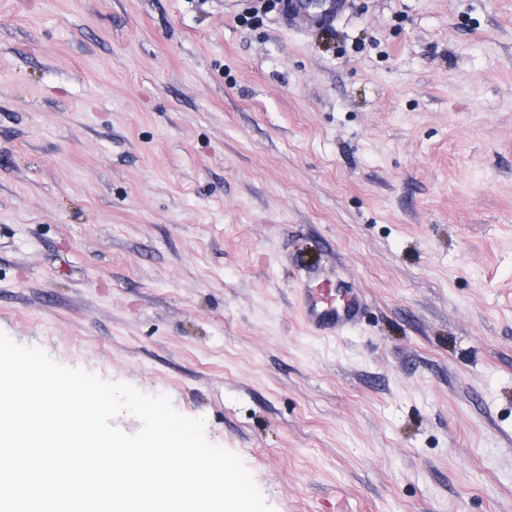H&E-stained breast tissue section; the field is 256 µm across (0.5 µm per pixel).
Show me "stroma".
Returning a JSON list of instances; mask_svg holds the SVG:
<instances>
[{
  "instance_id": "obj_1",
  "label": "stroma",
  "mask_w": 512,
  "mask_h": 512,
  "mask_svg": "<svg viewBox=\"0 0 512 512\" xmlns=\"http://www.w3.org/2000/svg\"><path fill=\"white\" fill-rule=\"evenodd\" d=\"M248 6L0 0V331L204 419L274 512H512V0ZM323 6H326L320 16L312 15L307 8V2L304 0H291L288 7L290 18L300 24H310L314 22L328 21L337 18L343 11L345 2L343 0H326ZM318 19V20H314ZM297 296L303 320L315 334L339 336L360 323L364 301L345 281L305 283Z\"/></svg>"
}]
</instances>
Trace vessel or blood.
I'll return each mask as SVG.
<instances>
[{"label": "vessel or blood", "instance_id": "b4317fda", "mask_svg": "<svg viewBox=\"0 0 512 512\" xmlns=\"http://www.w3.org/2000/svg\"><path fill=\"white\" fill-rule=\"evenodd\" d=\"M297 305L311 332L338 336L359 324L364 301L347 282L340 280L304 284L297 291Z\"/></svg>", "mask_w": 512, "mask_h": 512}]
</instances>
